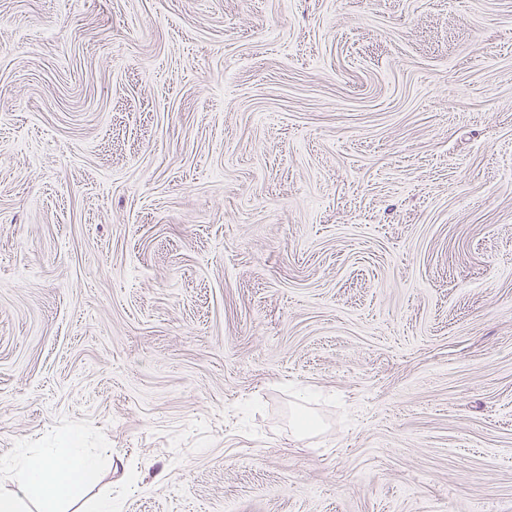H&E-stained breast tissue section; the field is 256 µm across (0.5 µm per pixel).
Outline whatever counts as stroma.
<instances>
[{
	"instance_id": "obj_1",
	"label": "stroma",
	"mask_w": 512,
	"mask_h": 512,
	"mask_svg": "<svg viewBox=\"0 0 512 512\" xmlns=\"http://www.w3.org/2000/svg\"><path fill=\"white\" fill-rule=\"evenodd\" d=\"M116 512H512V0H0V465ZM67 439L70 448H44L22 459L11 477L14 488L0 492V512H69L97 458L79 448L75 436ZM37 501L41 507L32 508Z\"/></svg>"
}]
</instances>
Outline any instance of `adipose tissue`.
Returning <instances> with one entry per match:
<instances>
[{
	"instance_id": "obj_1",
	"label": "adipose tissue",
	"mask_w": 512,
	"mask_h": 512,
	"mask_svg": "<svg viewBox=\"0 0 512 512\" xmlns=\"http://www.w3.org/2000/svg\"><path fill=\"white\" fill-rule=\"evenodd\" d=\"M96 467V457L75 444L30 453L11 477L12 490L0 492V512H69Z\"/></svg>"
}]
</instances>
